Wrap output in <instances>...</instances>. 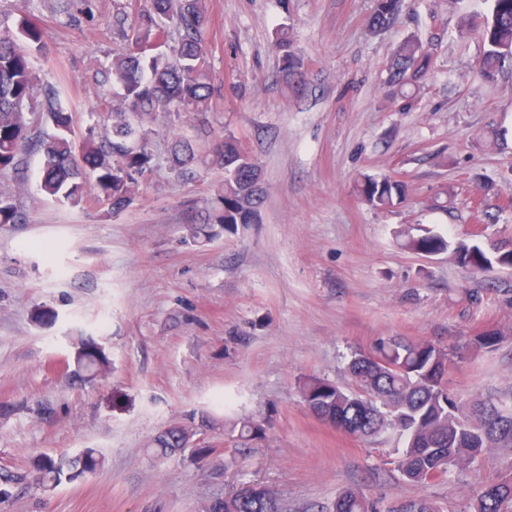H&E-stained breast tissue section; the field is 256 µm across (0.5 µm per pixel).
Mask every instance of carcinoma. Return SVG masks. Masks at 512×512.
I'll return each instance as SVG.
<instances>
[{
	"instance_id": "1",
	"label": "carcinoma",
	"mask_w": 512,
	"mask_h": 512,
	"mask_svg": "<svg viewBox=\"0 0 512 512\" xmlns=\"http://www.w3.org/2000/svg\"><path fill=\"white\" fill-rule=\"evenodd\" d=\"M148 5L129 15L118 10L115 25L126 47L113 55L104 81L118 88L119 105L112 110L110 135L98 140L88 133L81 142L73 136V115L52 84L36 89L30 55L39 51L41 32L28 18L16 30L0 29V172H23L28 153L44 157L41 191L60 202L76 206L91 196L117 214L135 201L140 178L154 171L149 144L152 123L158 112L193 113L200 116L196 137L211 142L202 157L194 142L179 138L167 157L168 171L179 178L203 161L224 169L220 184L208 205L190 212L184 242L203 247L223 236L224 227L255 224L261 211L260 170L255 158L234 135L214 138L208 111L215 90L209 77L205 33L208 25L205 0H147ZM485 16L464 14L458 22L459 37L475 31L486 49L478 75L491 79L512 69V0H492ZM399 0H375L369 18L373 33L396 19ZM279 51V73L285 84L299 91L305 85L304 59L292 50L287 29L274 33ZM431 69L429 47L417 37L405 39L394 50L387 68V85L403 94L418 86ZM50 123L53 134L43 135L39 126ZM358 195L376 210L400 204L403 184L385 176H365L356 187ZM24 221L12 196L0 193V228ZM404 246L414 252L435 254L452 249L453 258L475 272L512 269V246L495 244L485 251L461 239L450 243L443 236L426 233L408 239ZM503 340L497 329L468 338L464 344L444 347L423 339L381 340L369 350L352 353L347 370L356 387L367 396L338 386L320 375L299 381V391L309 411L319 420L366 444H382L394 456L402 477L415 485H427L450 473L474 467L490 448L512 450V405L491 399L463 402L448 392V368L469 352H490ZM75 371L93 381L106 374L109 359L91 338L75 342ZM261 425L250 419L239 422L237 441L243 448L262 438ZM184 423L161 430L149 450L159 458L190 455L202 448H186ZM103 456L85 448L74 457L39 455L25 474H0V503L11 496L10 488L35 476L44 489L66 479L95 473ZM224 512H283L272 491L251 496L242 490L225 497ZM333 512H378L361 490L349 488L336 497ZM387 512H442L426 496L402 500ZM470 512H512V476L485 483L470 503Z\"/></svg>"
}]
</instances>
